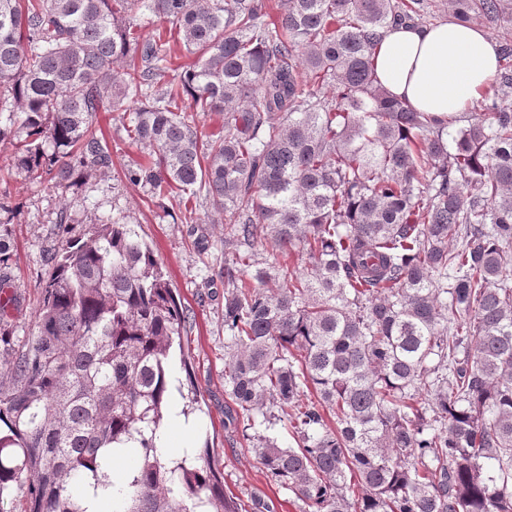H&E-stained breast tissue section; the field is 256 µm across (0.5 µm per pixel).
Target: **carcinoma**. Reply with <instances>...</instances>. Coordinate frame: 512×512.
Listing matches in <instances>:
<instances>
[{
	"label": "carcinoma",
	"mask_w": 512,
	"mask_h": 512,
	"mask_svg": "<svg viewBox=\"0 0 512 512\" xmlns=\"http://www.w3.org/2000/svg\"><path fill=\"white\" fill-rule=\"evenodd\" d=\"M491 25L504 0H449ZM172 24L144 35L136 15ZM420 0H0V142L64 191L112 167L101 109L161 204L224 221V383L303 512H512V40L485 118L439 119L374 68ZM189 64H175L181 54ZM173 78L168 80V73ZM190 100L192 111L182 103ZM224 113L203 137L199 120ZM12 227L0 223V294ZM303 256V269L290 259ZM35 333L0 298V512H236L189 421L187 315L137 225L91 214L48 257ZM290 425L297 447L263 432Z\"/></svg>",
	"instance_id": "obj_1"
}]
</instances>
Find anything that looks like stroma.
I'll list each match as a JSON object with an SVG mask.
<instances>
[{
    "mask_svg": "<svg viewBox=\"0 0 512 512\" xmlns=\"http://www.w3.org/2000/svg\"><path fill=\"white\" fill-rule=\"evenodd\" d=\"M94 126L112 152V170L85 192L64 193L52 182L28 179L12 166V146L0 142V199H8L13 207L9 214L0 211V221H10L13 227L14 262L8 274L17 297L11 311L16 345L26 343L34 331L41 286L51 272L48 256L62 240L82 233L88 213L137 224L188 313L183 344L191 381L200 393L199 410L193 430L174 432L172 445L209 442L224 469L227 500L247 506L258 498L272 512H301V501L265 475L241 430L228 422L234 404L224 387V269L215 263L224 252L223 225L215 223L211 210H200L199 221L192 226L181 222L176 200L160 206L149 203L146 188L127 178L143 152L119 132L117 113L98 112ZM62 211L68 214L64 224L58 221Z\"/></svg>",
    "mask_w": 512,
    "mask_h": 512,
    "instance_id": "stroma-1",
    "label": "stroma"
}]
</instances>
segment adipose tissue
<instances>
[{
	"label": "adipose tissue",
	"instance_id": "ef3b65f1",
	"mask_svg": "<svg viewBox=\"0 0 512 512\" xmlns=\"http://www.w3.org/2000/svg\"><path fill=\"white\" fill-rule=\"evenodd\" d=\"M374 62L387 91L437 118L469 111L491 91L499 70L487 33L453 22L389 28Z\"/></svg>",
	"mask_w": 512,
	"mask_h": 512
}]
</instances>
